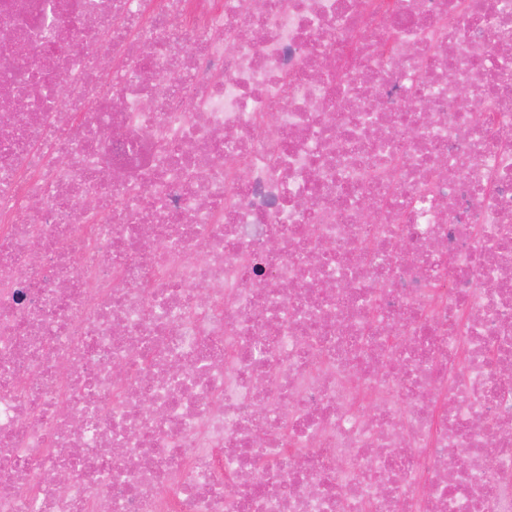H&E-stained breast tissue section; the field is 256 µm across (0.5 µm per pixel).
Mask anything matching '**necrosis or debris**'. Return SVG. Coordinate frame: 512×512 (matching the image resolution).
<instances>
[{"label": "necrosis or debris", "mask_w": 512, "mask_h": 512, "mask_svg": "<svg viewBox=\"0 0 512 512\" xmlns=\"http://www.w3.org/2000/svg\"><path fill=\"white\" fill-rule=\"evenodd\" d=\"M247 3L0 0V512H512V0Z\"/></svg>", "instance_id": "4bbe7bcc"}]
</instances>
